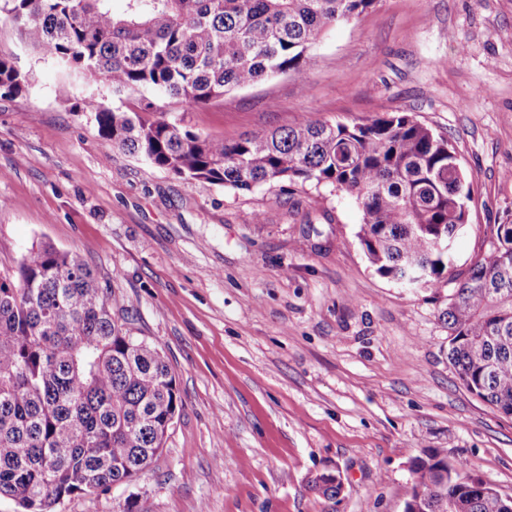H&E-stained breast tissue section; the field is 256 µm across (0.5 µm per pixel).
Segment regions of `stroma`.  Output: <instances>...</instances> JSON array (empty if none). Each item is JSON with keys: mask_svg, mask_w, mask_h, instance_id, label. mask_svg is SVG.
Instances as JSON below:
<instances>
[{"mask_svg": "<svg viewBox=\"0 0 512 512\" xmlns=\"http://www.w3.org/2000/svg\"><path fill=\"white\" fill-rule=\"evenodd\" d=\"M0 54L27 73L0 91V274L33 245L81 255L169 362L182 407L153 468L60 512H403L413 457L470 463L512 496V418L448 360L436 295L380 276L352 197L298 183L239 191L184 181L104 148L92 95L0 16ZM305 84L278 75L181 125L235 140L301 117L406 113L447 137L473 184L459 263L512 216V0H376L312 49ZM339 473L333 499L311 488Z\"/></svg>", "mask_w": 512, "mask_h": 512, "instance_id": "obj_1", "label": "stroma"}]
</instances>
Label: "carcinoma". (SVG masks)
I'll list each match as a JSON object with an SVG mask.
<instances>
[{
  "instance_id": "carcinoma-1",
  "label": "carcinoma",
  "mask_w": 512,
  "mask_h": 512,
  "mask_svg": "<svg viewBox=\"0 0 512 512\" xmlns=\"http://www.w3.org/2000/svg\"><path fill=\"white\" fill-rule=\"evenodd\" d=\"M0 0L23 44L113 94L151 90L187 109L288 74L329 29L377 0ZM28 77L0 55V88ZM107 148L172 175L238 190L312 181L349 194L357 238L382 276L407 288L455 284L439 318L468 391L512 417V221L489 224L486 250L457 269L472 187L448 138L407 114L362 123L300 118L232 142L181 126L161 106L85 99ZM128 311L78 255L42 243L0 276V496L55 512L76 495L129 485L150 470L182 404L160 351L125 327ZM404 512H512V497L464 460L427 450L411 462ZM311 487L334 499L342 480Z\"/></svg>"
}]
</instances>
